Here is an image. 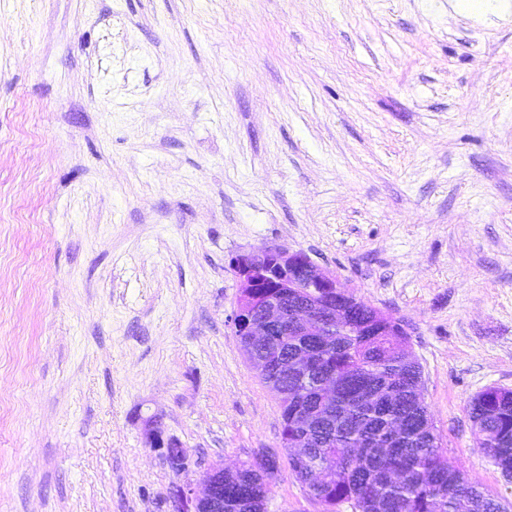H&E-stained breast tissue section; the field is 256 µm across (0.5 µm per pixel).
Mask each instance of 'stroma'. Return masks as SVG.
<instances>
[{"mask_svg":"<svg viewBox=\"0 0 512 512\" xmlns=\"http://www.w3.org/2000/svg\"><path fill=\"white\" fill-rule=\"evenodd\" d=\"M265 246L402 321L512 502L469 417L512 389V0H0V512H177L280 450L230 323ZM267 512L324 507L284 465ZM147 442L150 448L160 450L169 466L176 471H186L189 467V455L181 443L174 438H164L154 426L147 430Z\"/></svg>","mask_w":512,"mask_h":512,"instance_id":"1","label":"stroma"}]
</instances>
